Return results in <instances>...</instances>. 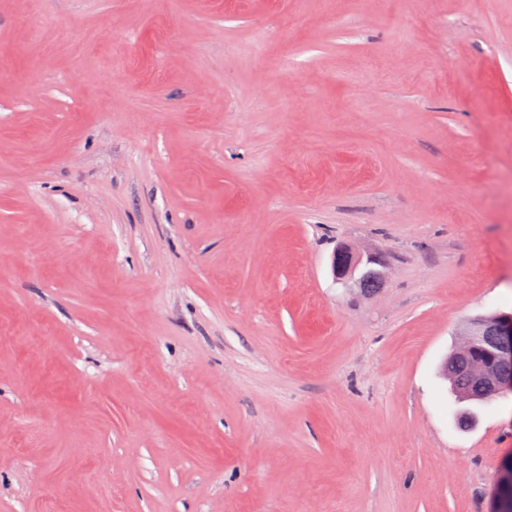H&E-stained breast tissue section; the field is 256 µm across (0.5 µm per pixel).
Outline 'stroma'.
Instances as JSON below:
<instances>
[{"label": "stroma", "instance_id": "1", "mask_svg": "<svg viewBox=\"0 0 512 512\" xmlns=\"http://www.w3.org/2000/svg\"><path fill=\"white\" fill-rule=\"evenodd\" d=\"M489 313L512 0H0V512H488ZM386 261L381 254L361 253L350 246H339L333 254L332 273L336 280L343 286L354 281L360 283L366 273H374L378 281L384 277ZM359 276V277H358ZM358 277V278H357ZM374 279H366L360 286L366 291L373 290L379 282ZM489 332L498 337V349L510 351L512 344V316L498 314L491 319H474L463 332L459 334L461 341L455 350L457 356H472L477 353ZM493 358L494 355L487 354L474 359L472 374L483 382L489 394H494L485 396L479 380L470 374L472 358L454 357L452 354L446 364V369L448 365V375L446 374V376L457 402L463 400L489 402L496 394L511 388L510 380H506L496 373L493 367Z\"/></svg>", "mask_w": 512, "mask_h": 512}]
</instances>
